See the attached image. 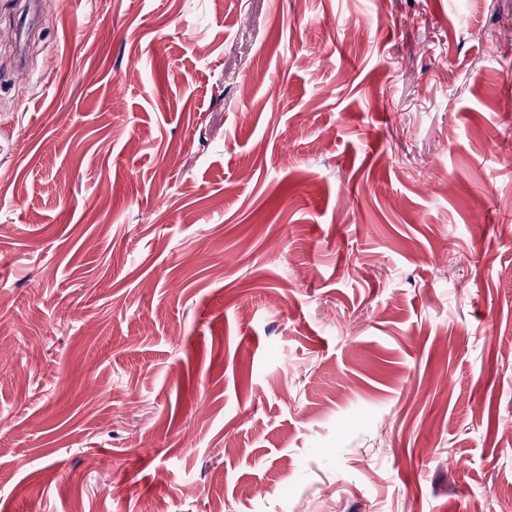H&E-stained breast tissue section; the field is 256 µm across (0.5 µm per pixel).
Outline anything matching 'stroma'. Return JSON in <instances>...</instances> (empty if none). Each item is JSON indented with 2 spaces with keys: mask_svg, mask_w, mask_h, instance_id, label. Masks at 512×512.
<instances>
[{
  "mask_svg": "<svg viewBox=\"0 0 512 512\" xmlns=\"http://www.w3.org/2000/svg\"><path fill=\"white\" fill-rule=\"evenodd\" d=\"M0 0V512L512 500V0Z\"/></svg>",
  "mask_w": 512,
  "mask_h": 512,
  "instance_id": "1",
  "label": "stroma"
}]
</instances>
